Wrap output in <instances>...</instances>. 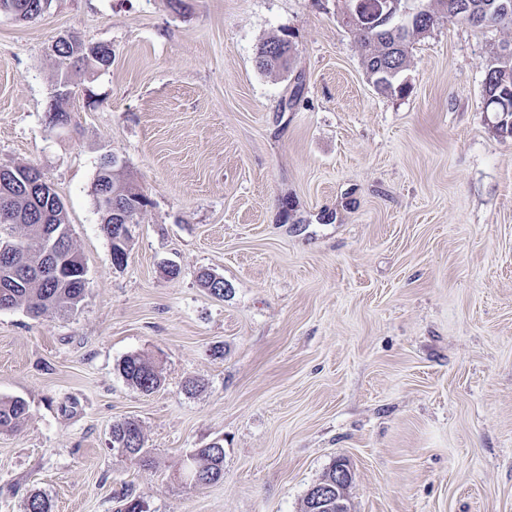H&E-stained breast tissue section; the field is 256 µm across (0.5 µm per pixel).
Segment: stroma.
<instances>
[{
  "mask_svg": "<svg viewBox=\"0 0 512 512\" xmlns=\"http://www.w3.org/2000/svg\"><path fill=\"white\" fill-rule=\"evenodd\" d=\"M339 7L0 13V166L43 172L86 268L72 314L0 311V399L28 407L0 433V512L35 492L53 512H116L125 492L149 512H302L340 458L351 512H512V138L483 109L512 31L439 23L386 95ZM63 36L111 45V66L60 65ZM273 36L294 53L263 71ZM107 155L148 200L120 268L94 197ZM130 354L154 392L119 374ZM122 420L148 465L115 449ZM215 442L223 480L186 488V455ZM117 369L131 386L142 392H152L161 383L155 367L138 354L127 355ZM112 439L113 442L117 444H124L126 448H116L122 455L131 457L132 454H139L142 452L144 448V437L142 433L141 426L132 420H125L122 422H118L112 426ZM138 442L141 445L139 447H135L134 444ZM122 447V445H120ZM130 448H140L137 451L131 450Z\"/></svg>",
  "mask_w": 512,
  "mask_h": 512,
  "instance_id": "obj_1",
  "label": "stroma"
}]
</instances>
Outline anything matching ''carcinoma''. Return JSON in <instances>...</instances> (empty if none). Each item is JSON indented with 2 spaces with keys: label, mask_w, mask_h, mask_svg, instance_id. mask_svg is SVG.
I'll list each match as a JSON object with an SVG mask.
<instances>
[{
  "label": "carcinoma",
  "mask_w": 512,
  "mask_h": 512,
  "mask_svg": "<svg viewBox=\"0 0 512 512\" xmlns=\"http://www.w3.org/2000/svg\"><path fill=\"white\" fill-rule=\"evenodd\" d=\"M13 7V16L24 20L40 17L47 0H0ZM365 8L377 20L367 28H352L361 49V56L370 81L381 93H401L399 80L388 79L386 72L397 67L407 68L408 46L413 34L396 27V21L384 17L385 0H365ZM434 23L443 18L458 19L455 0H434ZM468 21L474 27L512 28V0H469ZM81 44L58 41L56 54L61 63L74 61L97 71L112 64V51L104 49L99 59L92 60L80 51ZM292 50L291 42L272 37L261 42L256 64L262 70H272L287 64ZM488 83L484 85L486 111L502 117V125L494 128L496 134L512 135V42H503L494 51L493 61L487 66ZM15 171H0V248L9 246L18 255L19 262L31 270H38L23 280L16 270L0 263V310L26 306L38 316L49 309L72 313L83 300L85 283L74 268L83 266L72 241V230L65 209L54 207L55 200L40 195L36 187L14 185ZM116 203L137 216L146 206V197L125 184ZM120 375L142 392H151L161 383L155 367L138 354L128 355L118 364ZM27 406L21 399L0 400V431L17 428L27 418ZM112 439L128 448L144 443L141 426L132 420L112 426ZM184 473L199 474L201 489L224 477V448L213 445L196 448L185 460ZM26 512H52L50 499L33 493L27 501Z\"/></svg>",
  "instance_id": "carcinoma-1"
}]
</instances>
